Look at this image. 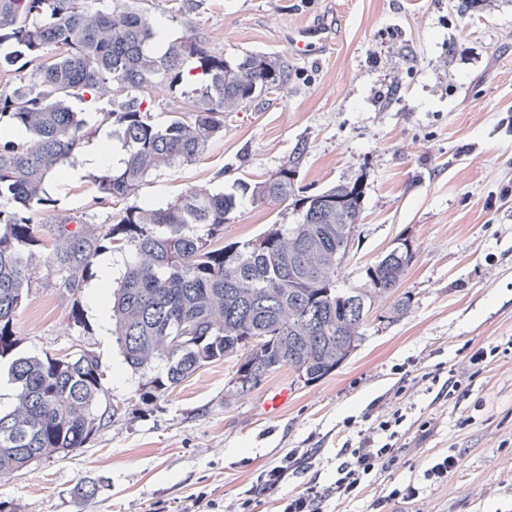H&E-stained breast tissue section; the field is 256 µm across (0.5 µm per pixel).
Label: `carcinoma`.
Here are the masks:
<instances>
[{"label": "carcinoma", "mask_w": 512, "mask_h": 512, "mask_svg": "<svg viewBox=\"0 0 512 512\" xmlns=\"http://www.w3.org/2000/svg\"><path fill=\"white\" fill-rule=\"evenodd\" d=\"M156 22L143 0H112L88 12L84 0H0V65L55 50L32 81L0 93V128L22 129V141L0 139V359L19 343L15 317L29 291L32 248L47 235L49 262L68 271L65 287L81 288L98 253L133 246L107 303L112 336L126 364L150 378L149 401L203 367L236 359L231 392L244 396L275 370L294 368L316 383L359 346L375 306L395 297V316L411 298L395 295L416 257L411 237L397 238L364 269L360 287L342 288L339 274L354 242L364 205V177L308 193L299 185L306 144L261 180H238L233 191L190 189L164 205H131L97 231L79 218L36 224L33 214L52 203L47 182L61 177L92 134L68 101L111 97L101 124L112 127L123 157L93 175L101 198L123 201L161 169L195 162L224 138V113L281 88L286 67L264 53L227 59L186 35L157 46ZM190 109L155 124L145 90L183 85ZM285 205L293 224H271L257 237L227 243L224 225L240 202ZM180 336L174 345L170 337ZM16 403L0 412V476L85 447L106 412L100 411L104 371L96 355L79 350L18 356L10 365ZM101 481L77 486V506L97 496Z\"/></svg>", "instance_id": "cac0c4a2"}]
</instances>
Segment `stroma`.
<instances>
[{
    "mask_svg": "<svg viewBox=\"0 0 512 512\" xmlns=\"http://www.w3.org/2000/svg\"><path fill=\"white\" fill-rule=\"evenodd\" d=\"M197 2L190 12L183 0H148L147 7L169 38L192 35L228 58L267 53L287 67L288 82L225 113L223 139L192 164L155 172L132 203L264 178L306 144L300 184L308 192L364 179L344 281L362 285L364 266L399 236H411L416 258L402 281L410 306L394 319L371 321L347 361L318 383L299 382L285 366L234 396V364L224 359L147 402L146 376L125 364L94 307L95 294L107 290L99 267L71 295L64 272L48 261L51 242L43 241L15 320L16 352L96 354L105 371L102 402L118 415L87 447L0 477V501L14 512H179L202 493L221 510L294 449L310 458L305 478L329 483L337 451L355 435L346 419L392 391L404 366L418 379L405 402L407 419L432 420L430 433L408 438L398 464L333 512H365L372 493L406 484L420 495L396 512H512V486L503 482L512 472V358L488 362L456 401L422 379L436 365L456 367L462 346L512 339V0ZM318 25L329 26L330 42L296 55L292 37ZM48 192L54 204L37 211L35 223L112 221L113 203L100 200L88 176L51 180ZM292 221L283 206L245 200L224 240ZM75 304L78 327L69 324ZM280 392V408L266 412V398ZM466 415L471 424L460 425ZM446 453L462 463L447 482L430 485L424 472ZM90 477L103 487L76 507L74 490Z\"/></svg>",
    "mask_w": 512,
    "mask_h": 512,
    "instance_id": "stroma-1",
    "label": "stroma"
}]
</instances>
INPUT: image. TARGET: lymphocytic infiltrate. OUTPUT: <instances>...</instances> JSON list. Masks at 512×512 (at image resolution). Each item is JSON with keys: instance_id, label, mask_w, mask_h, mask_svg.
<instances>
[{"instance_id": "1", "label": "lymphocytic infiltrate", "mask_w": 512, "mask_h": 512, "mask_svg": "<svg viewBox=\"0 0 512 512\" xmlns=\"http://www.w3.org/2000/svg\"><path fill=\"white\" fill-rule=\"evenodd\" d=\"M359 420L366 426L358 430L356 440L343 443L333 482L321 486L310 481L302 489H292L294 477L305 465L304 457L294 454L259 473L256 490L274 496L277 512H322L329 500L342 502L357 497L372 474L398 463L404 451L406 415L402 407L388 410L377 399L362 410L359 419H347L346 424L351 427Z\"/></svg>"}]
</instances>
